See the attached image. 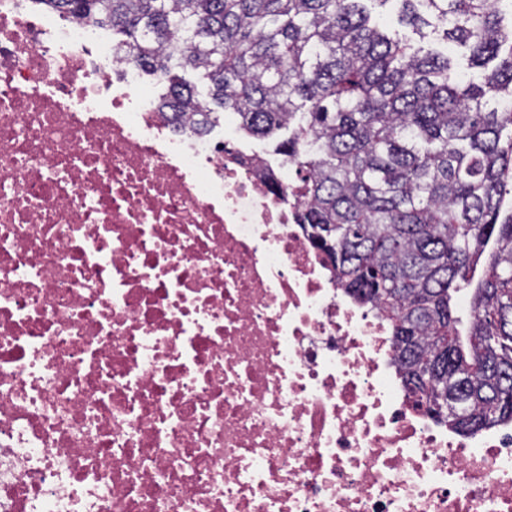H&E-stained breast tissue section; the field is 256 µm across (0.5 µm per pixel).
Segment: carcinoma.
Wrapping results in <instances>:
<instances>
[{"mask_svg": "<svg viewBox=\"0 0 512 512\" xmlns=\"http://www.w3.org/2000/svg\"><path fill=\"white\" fill-rule=\"evenodd\" d=\"M112 28L200 130L232 116L298 170L300 220L339 287L391 323L403 384L449 429L512 421V9L503 0H33ZM464 48H414L372 22ZM192 69L209 99L175 73ZM482 275L475 276L481 258ZM471 290L468 327L454 316Z\"/></svg>", "mask_w": 512, "mask_h": 512, "instance_id": "obj_1", "label": "carcinoma"}]
</instances>
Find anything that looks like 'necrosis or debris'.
Listing matches in <instances>:
<instances>
[{"label":"necrosis or debris","mask_w":512,"mask_h":512,"mask_svg":"<svg viewBox=\"0 0 512 512\" xmlns=\"http://www.w3.org/2000/svg\"><path fill=\"white\" fill-rule=\"evenodd\" d=\"M149 96L111 28L0 0V512H512V422L415 408L295 169Z\"/></svg>","instance_id":"necrosis-or-debris-1"}]
</instances>
